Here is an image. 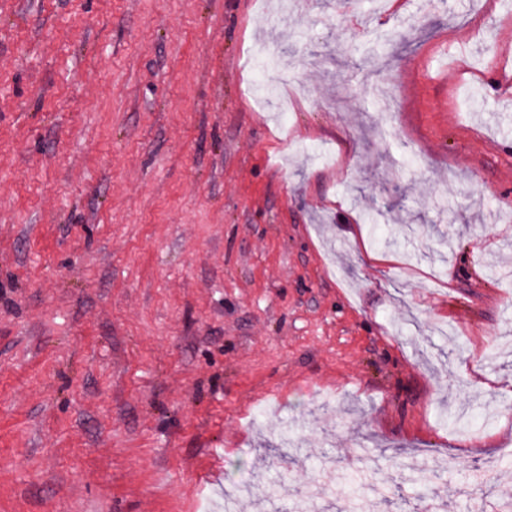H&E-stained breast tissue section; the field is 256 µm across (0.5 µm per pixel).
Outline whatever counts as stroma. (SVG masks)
Segmentation results:
<instances>
[{
    "label": "stroma",
    "mask_w": 512,
    "mask_h": 512,
    "mask_svg": "<svg viewBox=\"0 0 512 512\" xmlns=\"http://www.w3.org/2000/svg\"><path fill=\"white\" fill-rule=\"evenodd\" d=\"M244 478L512 504V0H0V512Z\"/></svg>",
    "instance_id": "1"
}]
</instances>
